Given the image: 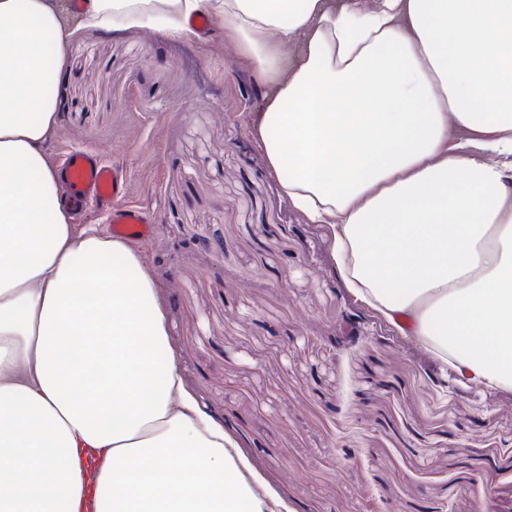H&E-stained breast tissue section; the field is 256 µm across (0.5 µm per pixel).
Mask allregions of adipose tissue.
<instances>
[{
	"mask_svg": "<svg viewBox=\"0 0 512 512\" xmlns=\"http://www.w3.org/2000/svg\"><path fill=\"white\" fill-rule=\"evenodd\" d=\"M0 0V512H282L167 348L150 269L72 224L44 143L76 31L250 65L281 195L351 291L470 381L512 387V0Z\"/></svg>",
	"mask_w": 512,
	"mask_h": 512,
	"instance_id": "obj_1",
	"label": "adipose tissue"
}]
</instances>
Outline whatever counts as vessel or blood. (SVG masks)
Wrapping results in <instances>:
<instances>
[{
	"label": "vessel or blood",
	"instance_id": "obj_1",
	"mask_svg": "<svg viewBox=\"0 0 512 512\" xmlns=\"http://www.w3.org/2000/svg\"><path fill=\"white\" fill-rule=\"evenodd\" d=\"M61 184L74 211H83L93 201L112 212L113 235L127 239L149 236L151 221L138 205L129 203L130 182L90 150H70L58 160Z\"/></svg>",
	"mask_w": 512,
	"mask_h": 512
}]
</instances>
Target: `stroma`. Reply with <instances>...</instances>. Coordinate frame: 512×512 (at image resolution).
I'll return each mask as SVG.
<instances>
[{
	"label": "stroma",
	"mask_w": 512,
	"mask_h": 512,
	"mask_svg": "<svg viewBox=\"0 0 512 512\" xmlns=\"http://www.w3.org/2000/svg\"><path fill=\"white\" fill-rule=\"evenodd\" d=\"M65 55L48 162L94 149L130 179L168 348L248 476L294 512H512V389L460 378L351 295L327 226L267 171L223 32L81 30Z\"/></svg>",
	"instance_id": "35a3bbf8"
}]
</instances>
